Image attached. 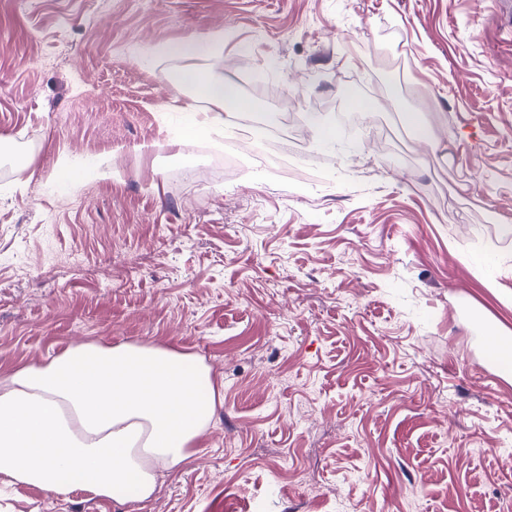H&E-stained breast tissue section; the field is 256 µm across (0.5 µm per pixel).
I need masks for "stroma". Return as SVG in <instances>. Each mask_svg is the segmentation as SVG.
<instances>
[{
    "label": "stroma",
    "mask_w": 512,
    "mask_h": 512,
    "mask_svg": "<svg viewBox=\"0 0 512 512\" xmlns=\"http://www.w3.org/2000/svg\"><path fill=\"white\" fill-rule=\"evenodd\" d=\"M188 68L249 109L179 139ZM251 135L288 150L212 180ZM509 217L512 0H0V377L133 342L224 385L150 501L0 479V512H512V240L475 232ZM485 355L496 363L504 374L512 375V336H495L488 340Z\"/></svg>",
    "instance_id": "stroma-1"
}]
</instances>
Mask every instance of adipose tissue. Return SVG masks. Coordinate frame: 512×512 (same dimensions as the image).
I'll return each mask as SVG.
<instances>
[{"mask_svg":"<svg viewBox=\"0 0 512 512\" xmlns=\"http://www.w3.org/2000/svg\"><path fill=\"white\" fill-rule=\"evenodd\" d=\"M178 85L213 106L194 114L190 135L248 106L210 71L186 69ZM220 400L194 355L151 344L69 345L0 378V476L59 497L149 501L159 472L196 455Z\"/></svg>","mask_w":512,"mask_h":512,"instance_id":"obj_1","label":"adipose tissue"}]
</instances>
